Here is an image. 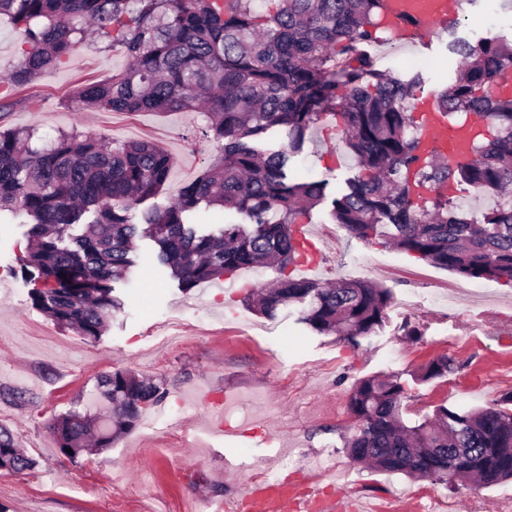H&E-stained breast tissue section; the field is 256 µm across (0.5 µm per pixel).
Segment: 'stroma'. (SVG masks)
<instances>
[{"mask_svg": "<svg viewBox=\"0 0 512 512\" xmlns=\"http://www.w3.org/2000/svg\"><path fill=\"white\" fill-rule=\"evenodd\" d=\"M493 0H463L456 24L436 23L404 43H377L380 69L410 73L408 56L425 60L420 96L434 97L456 76L449 44L492 33L512 40V16L493 29ZM126 59L88 46L70 55L21 92L24 103L0 118V128L32 127L40 142L74 128L109 138L147 140L168 154L172 167L159 203L175 198L213 162L217 148L198 111L107 112L72 100L80 83L106 78ZM359 167L336 120L321 118L295 159V173L326 180L327 200L308 212L322 257L302 277L322 282L366 280L392 292L382 329L358 345L298 324L295 313L270 319L251 311L250 290L271 285L278 273L248 268L190 291L158 271L153 245L137 244L138 262L116 289L126 301L104 336L90 340L33 307L22 270L27 225L0 221V425L7 426L36 461L33 470L0 472V504L7 512H203L207 502L237 497L250 476L271 472L282 456L295 467L289 484L331 487L355 499L413 489L429 512H512V482L483 486L442 484L387 474L351 461L344 446L355 432L348 410L354 385L374 375L409 383V422L444 403L471 411L512 392V310L481 300L456 309L420 301L426 288L467 285V278L405 252L355 238L330 216L332 197ZM453 356L458 371L414 381L421 367ZM125 369L163 383L166 395L143 412L134 429L112 447L77 459L62 455L50 431L53 418L76 409L97 414L101 374ZM267 403L254 413L250 396ZM234 428L232 442L215 423Z\"/></svg>", "mask_w": 512, "mask_h": 512, "instance_id": "stroma-1", "label": "stroma"}]
</instances>
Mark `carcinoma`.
<instances>
[{
  "label": "carcinoma",
  "mask_w": 512,
  "mask_h": 512,
  "mask_svg": "<svg viewBox=\"0 0 512 512\" xmlns=\"http://www.w3.org/2000/svg\"><path fill=\"white\" fill-rule=\"evenodd\" d=\"M382 0H0V19L22 37L6 83L20 89L92 43L118 47L126 66L82 84L72 99L112 112L203 109L220 155L174 200L155 202L171 160L147 141L108 140L76 128L34 146V128L0 130V213L30 225L25 266L32 305L80 336L98 339L123 308L114 283L135 265V242L157 247L158 262L188 292L240 269L274 267L276 286L247 298L272 318L299 309L298 321L348 342L382 327L391 293L364 280L326 287L286 273L303 258L297 225L325 198L327 182L294 181L293 158L311 126L330 114L360 167L331 202L333 221L365 242L390 244L469 279L512 283V92L496 86L512 71V48L499 36L456 41L454 82L434 99L444 117L476 114L483 125L473 158L448 162L420 155L412 109L422 74L376 68L360 50L380 41ZM274 127L288 146H259ZM463 185L496 199L475 215L439 191ZM438 189L433 197L424 189ZM233 210L247 223L206 232L192 224L200 204ZM144 207L141 220L134 210ZM88 225L76 234L75 226ZM457 369L444 354L417 382ZM113 428L91 436L77 410L51 424L71 458L111 446L142 410L165 396L163 385L125 370L100 376ZM404 382L395 375L359 380L348 407L358 431L351 458L390 473L446 482L512 480V392L490 407L459 413L445 404L413 426L404 421ZM35 460L0 425V470L21 472Z\"/></svg>",
  "instance_id": "carcinoma-1"
}]
</instances>
